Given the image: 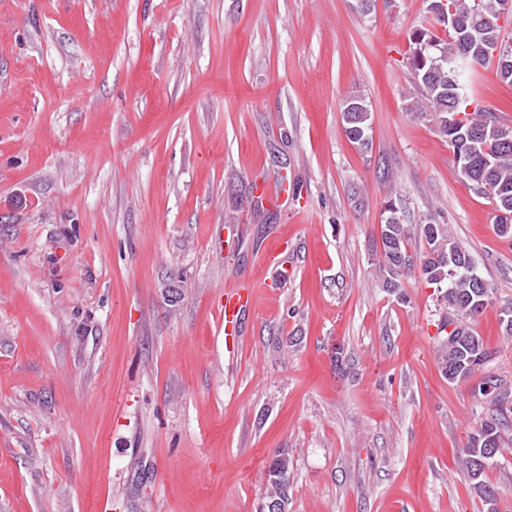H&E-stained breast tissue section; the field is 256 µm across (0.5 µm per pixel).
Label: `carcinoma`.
<instances>
[{
  "instance_id": "cac0c4a2",
  "label": "carcinoma",
  "mask_w": 512,
  "mask_h": 512,
  "mask_svg": "<svg viewBox=\"0 0 512 512\" xmlns=\"http://www.w3.org/2000/svg\"><path fill=\"white\" fill-rule=\"evenodd\" d=\"M500 8L501 0H446L444 9L434 13L446 38L424 26L412 30L409 64L421 93L416 113L423 118L432 116L439 132L448 139L453 156L466 158L465 164H457L461 177L475 194L494 206L499 232L511 235L512 126L490 112H467L471 105L467 74L492 61L483 48L500 42ZM450 110L463 113V129L448 128ZM340 115L348 139L359 149L368 150L371 113L366 98L361 94L346 97ZM385 213L380 233L386 287L396 292L402 288L401 277L415 273L435 286L455 316L453 330L438 349L443 376L451 384L476 377L473 390L479 393L486 385L493 387L490 412L469 437L460 463L474 494L488 506V512H497L499 489L487 480L486 471L512 444V382L484 370L492 354L470 326L492 304L493 290L479 283L473 260L446 225H422L420 234L427 249L416 258L409 253L412 231L403 223L400 209L390 201ZM266 482L272 488L268 498L289 503L292 463L288 454L279 452L272 457Z\"/></svg>"
}]
</instances>
